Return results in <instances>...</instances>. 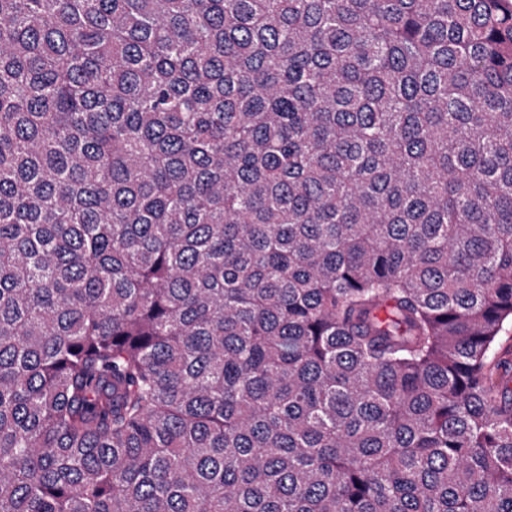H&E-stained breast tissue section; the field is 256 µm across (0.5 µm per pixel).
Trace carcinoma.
I'll list each match as a JSON object with an SVG mask.
<instances>
[{
	"label": "carcinoma",
	"mask_w": 512,
	"mask_h": 512,
	"mask_svg": "<svg viewBox=\"0 0 512 512\" xmlns=\"http://www.w3.org/2000/svg\"><path fill=\"white\" fill-rule=\"evenodd\" d=\"M512 0H0V512H512Z\"/></svg>",
	"instance_id": "cac0c4a2"
}]
</instances>
